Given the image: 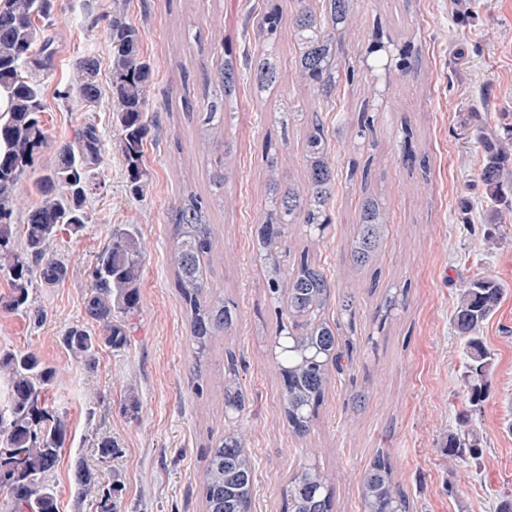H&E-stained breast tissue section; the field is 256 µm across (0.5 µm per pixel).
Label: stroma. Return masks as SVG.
<instances>
[{"instance_id": "35a3bbf8", "label": "stroma", "mask_w": 512, "mask_h": 512, "mask_svg": "<svg viewBox=\"0 0 512 512\" xmlns=\"http://www.w3.org/2000/svg\"><path fill=\"white\" fill-rule=\"evenodd\" d=\"M261 5L262 0H58L46 25L52 56L42 88L49 142L71 140L78 126L90 123L103 152L87 202L88 224L79 234H60L52 246L66 277L36 283L33 312L0 307V351L30 350L58 370L49 399L70 424L69 445L53 473L60 512H98L95 498H75L79 464L100 486L119 483L118 512H202L199 477L206 447L224 429L223 396L214 385L200 397L191 389L192 345L168 261V210L184 185L209 192L218 154L201 148L188 113L202 110L214 92L218 48L236 58L257 49ZM115 15L136 24L141 51L155 64L148 118L160 130L144 148L151 179L139 196L127 187L112 121L108 24ZM379 27L393 35L402 29L414 33L421 71L389 83L373 73L368 93L356 83L342 86L327 115L332 121L345 114L347 123L329 130L337 172L333 222L315 254L338 280L340 294L353 298L355 341L348 370L336 377L304 442L282 421L280 379L272 363L277 315L252 248V232L266 213V158L286 157L291 178L302 170L300 129L284 137L276 121L281 103L309 96L294 78L291 34L278 43L280 84L261 98L253 88L244 89L237 112L227 119L225 136L235 154L224 204L211 212L213 282L240 314L234 343L249 397L243 425L246 450L256 461L254 512H282L289 474L308 463L328 476L334 512H361L360 477L380 448L389 452L413 512H494L499 498L512 493V228L488 221L478 179L481 147L469 121L476 112L493 131L512 127V0H364L353 28L342 36L344 50L365 52ZM87 54L99 60L103 91L92 112L59 96ZM363 111L376 117L370 146L351 138L350 126ZM405 124L416 151L429 156L428 175L410 173L398 160ZM365 176L381 191L391 222L374 291L366 286V274L348 266ZM115 224L134 227L144 244L141 310L127 345H101L88 365L70 355L62 337L87 321L84 302L95 259ZM477 275L498 279L508 292L483 332L495 367L489 396L470 420L482 456L452 461L446 440L458 426L466 396L463 344L450 318L461 281ZM389 288L403 292L404 300L383 321L377 310ZM132 387L141 403L135 419L124 412ZM357 390L369 400L354 413L346 402ZM103 437L119 447L106 463L97 455Z\"/></svg>"}]
</instances>
